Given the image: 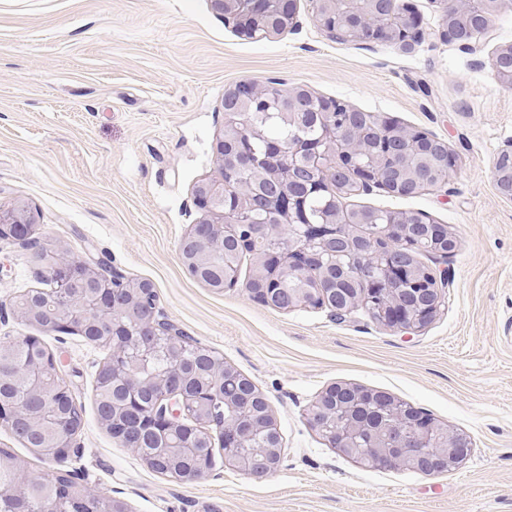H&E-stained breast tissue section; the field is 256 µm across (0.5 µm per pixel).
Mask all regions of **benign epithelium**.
I'll use <instances>...</instances> for the list:
<instances>
[{
    "label": "benign epithelium",
    "mask_w": 512,
    "mask_h": 512,
    "mask_svg": "<svg viewBox=\"0 0 512 512\" xmlns=\"http://www.w3.org/2000/svg\"><path fill=\"white\" fill-rule=\"evenodd\" d=\"M212 10L235 32L250 40L281 35L298 26V0H210ZM312 19L330 38L339 42H384L411 52L430 33L420 17L403 0H369L370 10L352 12L343 25L336 24L337 0H309ZM445 23L440 37L477 54L479 37L489 33L495 15L512 8V0H441ZM495 78L512 87V46L497 50L490 58ZM238 112L256 104L262 112H314L327 125L336 124L341 112L352 108L335 98L318 96L297 87L284 96L281 83L270 80L260 86L242 81L227 91ZM375 130L388 161L404 157L426 162L443 158L447 168L455 165L448 145L436 136L387 119H376ZM365 132L352 128L329 136L325 130L311 137L296 134L291 147L269 143L257 152L240 142V135L225 132L216 144L218 175L199 183L195 201L204 217L191 225L183 243L191 253L183 265L189 272L211 263L224 245L254 236V225L224 212V172L259 174L269 183L257 193L254 181L244 189L251 198V212H284L277 226L283 256L263 254L251 296L270 306L277 302L286 311L297 305L323 310L343 322L365 301L381 302L380 323L403 332H418L438 313L448 287V268H428L420 283L408 281V252L404 241L424 235L427 224H410L402 213H393L374 236L376 244L360 255L353 240L343 232L349 223L346 205L340 204L315 221L308 211L310 195L343 181L354 173L358 192L370 194L392 186L390 194H411L408 181L384 182L369 168L353 167ZM492 176L499 190L512 195V142L498 154ZM36 215L29 204L17 202L0 208V239L23 245L34 235ZM52 269L41 271L48 288H38L33 299L13 303L14 313L45 333L74 332L96 344L103 336L112 352L96 375L95 386L106 387L111 400L98 407L101 425L153 469L170 461L192 459L195 465L181 477L194 481L211 470L205 437L224 448V463L261 479L274 474L281 463V436L268 400L254 383L243 377L226 394L216 389L229 369L216 356L198 365L185 363L184 353L200 345L160 313L153 287L131 279L103 261L81 260L65 251L51 249ZM28 344L38 348L7 377L0 375V426L11 433L51 435L40 448L48 459L63 458L76 450V425L66 420L64 409L73 396L54 355L43 356L35 336ZM160 357L166 365L144 377L147 363ZM306 421L341 454L376 466L409 468L426 475L446 472L470 455V438L448 430L441 432L429 414L410 405H400L383 391L346 382L327 386L314 401ZM0 468L14 471L15 480L0 487V497L27 495L35 476L10 454L0 453ZM53 507L49 512H78L90 502L95 512H125L123 505L89 490L79 482L50 484Z\"/></svg>",
    "instance_id": "1"
}]
</instances>
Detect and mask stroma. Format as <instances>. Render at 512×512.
<instances>
[{"label": "stroma", "instance_id": "1", "mask_svg": "<svg viewBox=\"0 0 512 512\" xmlns=\"http://www.w3.org/2000/svg\"><path fill=\"white\" fill-rule=\"evenodd\" d=\"M410 3L433 36L407 53L330 39L308 0L295 32L258 41L225 25L209 0H0V207L26 201L44 246L151 283L168 319L266 395L282 459L274 475L254 479L219 454L207 476L181 482L123 447L96 408L109 346L9 314L41 281L34 249L8 240L0 338L39 337L84 413L78 451L64 461L38 458L1 428L0 450L36 476L73 472L127 512H512V196L491 175L512 140V88L488 64L512 45V9L496 15L475 56L439 38L437 0ZM272 78L433 134L453 153L445 186L351 199L424 214L454 234L446 302L420 331L362 312L338 323L304 306L267 307L243 286L248 260L239 286L221 293L184 267L181 241L204 216L194 188L217 174L224 93ZM335 382L427 412L470 437V456L426 475L340 454L306 422Z\"/></svg>", "mask_w": 512, "mask_h": 512}]
</instances>
